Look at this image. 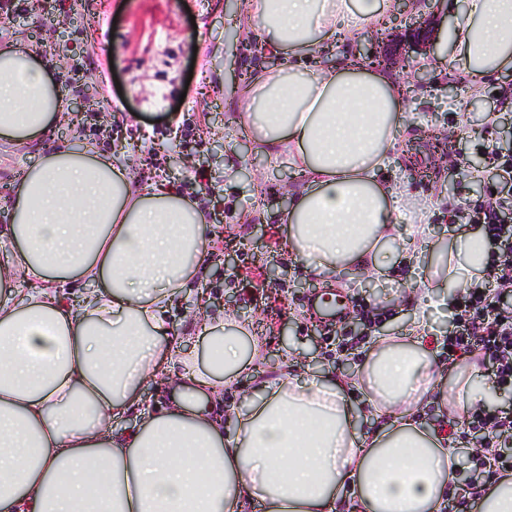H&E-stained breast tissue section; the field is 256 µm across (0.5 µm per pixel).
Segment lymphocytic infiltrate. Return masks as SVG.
Masks as SVG:
<instances>
[{"mask_svg": "<svg viewBox=\"0 0 512 512\" xmlns=\"http://www.w3.org/2000/svg\"><path fill=\"white\" fill-rule=\"evenodd\" d=\"M472 221L481 220L473 210ZM488 250L485 284L465 288L452 319L453 328L440 344L451 356L475 353L489 366L498 389L512 391V310L497 305L499 297L512 293V225L482 222ZM468 428L482 435V453L472 455L464 485L475 491L487 470L512 471V453L504 444L512 442V413L483 407L472 411ZM467 496L449 499L448 512H474L476 502Z\"/></svg>", "mask_w": 512, "mask_h": 512, "instance_id": "lymphocytic-infiltrate-1", "label": "lymphocytic infiltrate"}]
</instances>
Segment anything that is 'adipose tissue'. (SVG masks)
Masks as SVG:
<instances>
[{"label": "adipose tissue", "instance_id": "adipose-tissue-1", "mask_svg": "<svg viewBox=\"0 0 512 512\" xmlns=\"http://www.w3.org/2000/svg\"><path fill=\"white\" fill-rule=\"evenodd\" d=\"M264 47L286 65L235 85L241 121L260 146L296 168L288 250L327 289L338 271L366 276L395 256L430 254L429 299L440 276L454 288L483 279L486 244L474 233L454 249L427 225L395 232L420 200L382 172L403 127L401 88L385 73L339 65L326 46L374 33L394 0H240ZM448 66L473 91L512 68V0H464L449 37ZM67 102L40 55L12 40L0 48V140L44 141ZM0 248V512H444L455 448L426 429L418 408L437 392L456 418L483 405L489 386L470 370L437 371L421 323L366 352L354 378L295 374L261 382L224 414V387L258 357L233 310H199L196 332L220 358L200 362L164 323L171 297L208 268L211 226L198 201L137 182L127 166L88 146L40 151L6 199ZM88 283L78 302L57 288ZM164 376L167 407L119 431L142 388ZM363 388L373 416L363 441L349 400Z\"/></svg>", "mask_w": 512, "mask_h": 512}]
</instances>
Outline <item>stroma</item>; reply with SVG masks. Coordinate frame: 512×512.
I'll use <instances>...</instances> for the list:
<instances>
[{"label":"stroma","mask_w":512,"mask_h":512,"mask_svg":"<svg viewBox=\"0 0 512 512\" xmlns=\"http://www.w3.org/2000/svg\"><path fill=\"white\" fill-rule=\"evenodd\" d=\"M446 3L443 24L432 29L427 80L403 100L407 121L398 139L409 160L388 173L410 195L431 200L421 221L450 244L459 235L454 214L499 202L498 179L473 163L485 158L493 164L512 154V70L489 78L477 98L463 72H448V34L463 0ZM260 33L256 20L225 14L222 0H81L67 16L59 0H48L45 12L0 19V45L21 37L58 74L68 101L91 98L100 123L112 132L98 139L81 120L59 126L54 141L96 143L140 181L208 201V221L220 232L211 248L234 252L235 262L225 272L212 266L187 282L167 321L171 337L193 342L200 354L205 342L193 330L197 290H205L211 312L223 311L230 298L252 322L262 360L256 375H241L225 389V402L234 405L256 379L277 377L288 350L298 355L299 373H355L360 356L382 337L375 331L351 343L362 311L384 314V329L398 336L420 318L428 336L440 337L451 320L445 289H436L429 305L410 290L427 264L420 256L410 264L395 258L367 280L338 273L343 319L330 327L310 321L309 302L320 283L288 251L281 204L295 186L293 171L272 151L258 153L257 166L248 167L242 149L253 146L254 133L239 123L242 107L231 92L236 72L274 64L242 51L246 36ZM410 41L404 25H388L379 38L386 71L401 84L408 81V60L420 58L409 51ZM37 158L35 150L0 143V200ZM266 266L278 270V280H259L257 270Z\"/></svg>","instance_id":"obj_1"}]
</instances>
